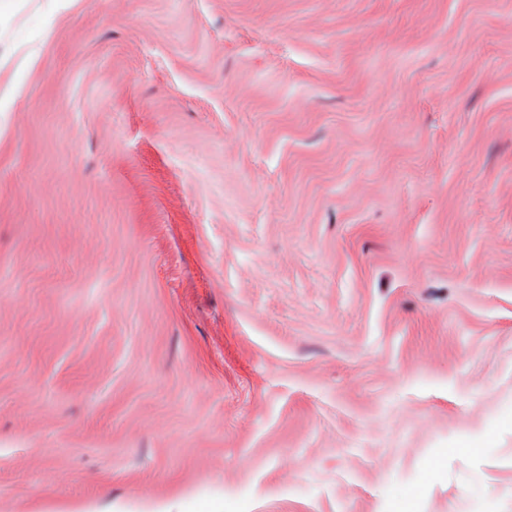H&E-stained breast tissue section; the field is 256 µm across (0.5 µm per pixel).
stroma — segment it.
Segmentation results:
<instances>
[{"label":"stroma","mask_w":512,"mask_h":512,"mask_svg":"<svg viewBox=\"0 0 512 512\" xmlns=\"http://www.w3.org/2000/svg\"><path fill=\"white\" fill-rule=\"evenodd\" d=\"M512 512V0H0V512Z\"/></svg>","instance_id":"1"}]
</instances>
